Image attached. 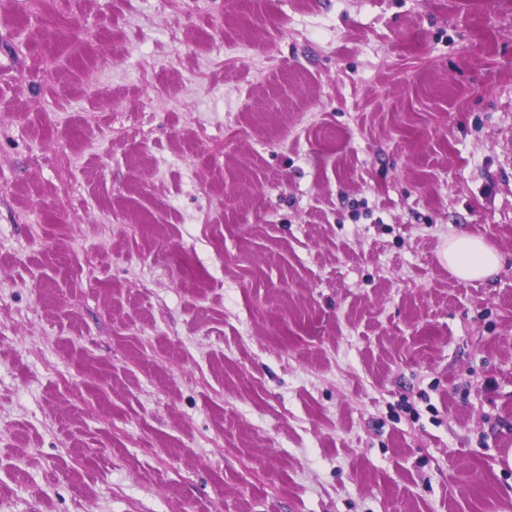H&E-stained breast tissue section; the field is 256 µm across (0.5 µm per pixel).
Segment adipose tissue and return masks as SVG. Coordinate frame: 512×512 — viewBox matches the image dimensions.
Wrapping results in <instances>:
<instances>
[{
  "label": "adipose tissue",
  "mask_w": 512,
  "mask_h": 512,
  "mask_svg": "<svg viewBox=\"0 0 512 512\" xmlns=\"http://www.w3.org/2000/svg\"><path fill=\"white\" fill-rule=\"evenodd\" d=\"M440 256L453 275L466 281L489 278L503 264L502 256L483 237L469 233L450 236Z\"/></svg>",
  "instance_id": "ef3b65f1"
}]
</instances>
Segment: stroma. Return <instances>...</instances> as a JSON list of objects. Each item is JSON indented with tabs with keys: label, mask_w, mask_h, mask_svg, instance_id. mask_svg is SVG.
Segmentation results:
<instances>
[{
	"label": "stroma",
	"mask_w": 512,
	"mask_h": 512,
	"mask_svg": "<svg viewBox=\"0 0 512 512\" xmlns=\"http://www.w3.org/2000/svg\"><path fill=\"white\" fill-rule=\"evenodd\" d=\"M510 139L512 0H0V512H512ZM448 270L461 280H482L497 273L503 257L481 236L460 233L448 237L440 253Z\"/></svg>",
	"instance_id": "stroma-1"
}]
</instances>
